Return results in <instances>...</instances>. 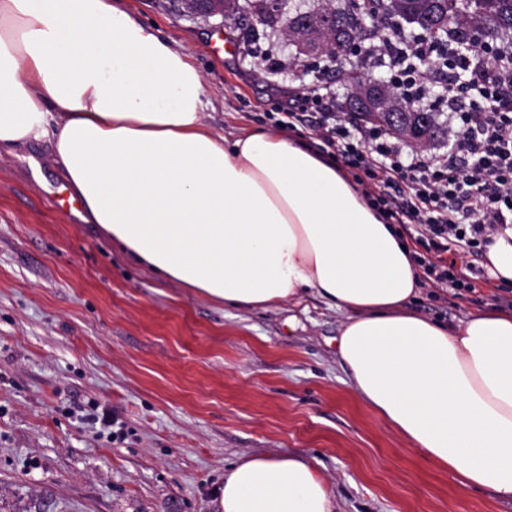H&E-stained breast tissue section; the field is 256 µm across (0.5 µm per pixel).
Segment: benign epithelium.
<instances>
[{
	"label": "benign epithelium",
	"mask_w": 512,
	"mask_h": 512,
	"mask_svg": "<svg viewBox=\"0 0 512 512\" xmlns=\"http://www.w3.org/2000/svg\"><path fill=\"white\" fill-rule=\"evenodd\" d=\"M183 12L192 17L216 20L215 28L224 29V21L238 10L237 0H180ZM300 24L289 26L283 16H277L278 26L285 46L296 48L295 59L300 66L308 65L311 55L331 57L341 51L336 25L327 21L329 15L311 11L298 14ZM387 85L375 78H368L359 87H352L344 101L338 104L342 112L354 110L373 112L384 125H400L399 113L406 111L398 97L387 95Z\"/></svg>",
	"instance_id": "7a95c632"
}]
</instances>
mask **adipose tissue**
Returning a JSON list of instances; mask_svg holds the SVG:
<instances>
[{"mask_svg": "<svg viewBox=\"0 0 512 512\" xmlns=\"http://www.w3.org/2000/svg\"><path fill=\"white\" fill-rule=\"evenodd\" d=\"M189 53L115 0H0V151L43 138L81 206L160 279L239 310L311 294L346 315L337 352L360 400L462 487L512 500V315L456 324L412 308L411 249L302 136L203 120ZM484 266L512 284V228ZM215 512H333L303 456L230 465Z\"/></svg>", "mask_w": 512, "mask_h": 512, "instance_id": "1", "label": "adipose tissue"}]
</instances>
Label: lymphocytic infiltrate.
<instances>
[{
  "mask_svg": "<svg viewBox=\"0 0 512 512\" xmlns=\"http://www.w3.org/2000/svg\"><path fill=\"white\" fill-rule=\"evenodd\" d=\"M471 41L461 52L402 34L355 48L369 69H388L398 94L447 113L451 153L404 160L391 134L339 111L328 92L292 98L286 124L291 131L310 125L334 159L361 169L368 200L389 223L413 229L424 278L454 290L474 283L448 265L451 247L480 255L498 228L512 224V42L490 43L478 31Z\"/></svg>",
  "mask_w": 512,
  "mask_h": 512,
  "instance_id": "obj_1",
  "label": "lymphocytic infiltrate"
}]
</instances>
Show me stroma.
<instances>
[{"instance_id":"obj_1","label":"stroma","mask_w":512,"mask_h":512,"mask_svg":"<svg viewBox=\"0 0 512 512\" xmlns=\"http://www.w3.org/2000/svg\"><path fill=\"white\" fill-rule=\"evenodd\" d=\"M123 5L191 54L216 130H279L289 95L314 85L270 29L257 63L246 19L220 31L166 0ZM64 184L50 143L0 154V512H213L225 467L261 453L306 457L335 512H512L359 399L337 356L343 312L312 296L242 311L159 280L67 201H47ZM505 292L481 269L475 290L426 284L414 307L454 323ZM94 404L118 418L120 441L81 422Z\"/></svg>"}]
</instances>
